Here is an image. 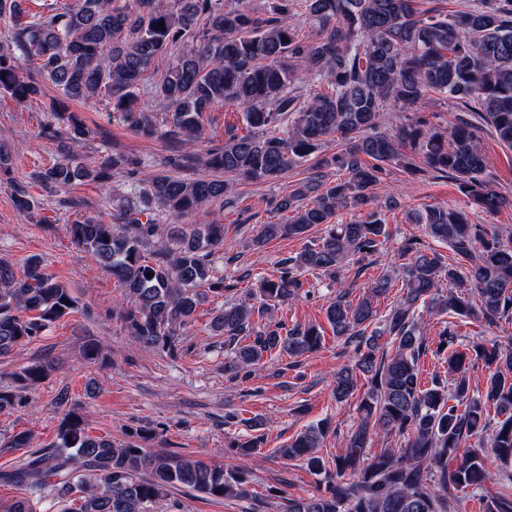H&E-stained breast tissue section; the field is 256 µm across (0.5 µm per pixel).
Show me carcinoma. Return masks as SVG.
Returning a JSON list of instances; mask_svg holds the SVG:
<instances>
[{
  "label": "carcinoma",
  "mask_w": 512,
  "mask_h": 512,
  "mask_svg": "<svg viewBox=\"0 0 512 512\" xmlns=\"http://www.w3.org/2000/svg\"><path fill=\"white\" fill-rule=\"evenodd\" d=\"M25 0H0V22L10 24L11 40L0 46V94L29 101L49 82L71 101L100 94L124 113L136 131L151 136L156 128L139 106L144 73L156 57L192 38L164 78L144 90L167 113L169 133L187 145L204 139L202 112L233 103L242 109L246 133L229 132L224 145L206 149L204 165L213 171L256 181L279 179L299 161L316 153L333 136L341 150L317 162V174L285 198L273 201L280 211L294 209L286 224H263L253 239L262 246L285 235L305 238L318 226L326 235L282 260L279 275L260 281L257 292L224 302L212 329L228 336L233 356L224 373L244 381L250 368L274 351L290 358L312 353L323 344L319 325H281L254 330L255 318L294 299L304 272H319L341 282L344 261L372 255L387 237L375 211L360 221L334 224L345 208H365L389 168L417 170L414 155L426 168L454 179L469 203L486 214L509 204L484 179L485 157L479 147L481 123L512 149V0H476L446 13L423 11L418 0H266L256 15L242 0H67L32 12ZM319 31L317 39L299 38L298 10ZM164 22L158 29L155 24ZM328 91L309 99L294 93L296 73ZM432 91L462 105L466 116L441 133L423 114L407 118L390 133L379 131L383 113L408 109ZM46 139L69 141L66 155L31 179L48 193L78 181L105 184L112 171L137 161L122 154L105 156L94 167L79 161L78 148L88 131L63 104L54 101L41 124ZM369 157L373 163L363 161ZM195 160L174 154L169 170L146 185L131 183L132 206L117 224L82 216L67 225L78 252L93 258L122 287L127 299L119 309L125 332L148 349L177 350L178 331L194 320L195 287L205 282L218 296L232 292L224 278L210 274V256L224 241V225L195 224L170 234L172 245L151 249L160 216L177 220L224 198L222 179H193L170 174ZM343 173L331 180L328 171ZM306 204H301L304 199ZM427 234L453 253L443 256L410 240L401 267L404 296L382 317L373 300L393 286L381 274L357 303L341 291L326 308L338 338L353 345V359L336 370L333 395L347 399L365 379L368 388L358 405L359 421L333 467L318 455L329 424L319 421L275 449L274 455L301 460L314 474H325V487L308 498H284L285 512H453L457 492L478 489L490 478L488 460H512V346L473 344L454 348L457 331L447 327L435 353L448 352L455 375L423 382L419 359L429 349L420 327L423 314L449 312L491 327L512 319V245L462 209L429 206L412 217ZM152 274L147 278L146 274ZM473 286L453 290L460 279ZM259 302L255 306L251 301ZM78 308L71 288L32 255L22 266L0 258V357L34 340L52 323ZM482 361L489 370L486 388L471 394L467 365ZM52 370L37 361L0 385V412L24 408L30 390ZM62 416L56 440L0 470V484L16 485L27 496L3 512H34L33 501L47 490L64 487L61 512H140L168 487L182 486L204 496L244 495L246 476L260 436L231 442L243 460L224 469L177 453H153L143 443L156 431H130L114 443L88 433L81 410L69 403L67 389L56 396ZM500 420L490 425L488 409ZM379 433L404 440L401 448L368 455ZM455 459L454 467L448 460ZM485 512H512V477L491 497Z\"/></svg>",
  "instance_id": "obj_1"
}]
</instances>
